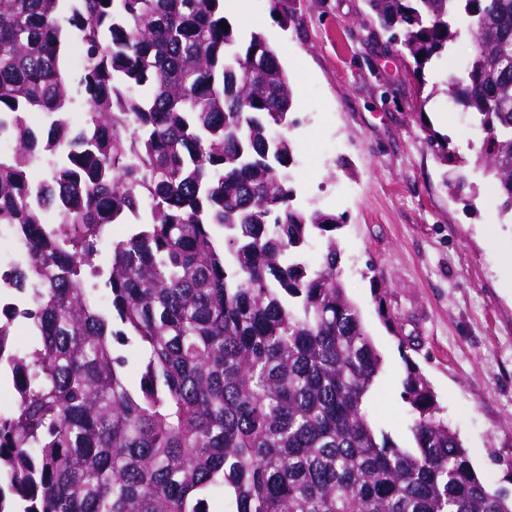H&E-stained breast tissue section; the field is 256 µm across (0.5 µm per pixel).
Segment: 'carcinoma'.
Listing matches in <instances>:
<instances>
[{"mask_svg": "<svg viewBox=\"0 0 512 512\" xmlns=\"http://www.w3.org/2000/svg\"><path fill=\"white\" fill-rule=\"evenodd\" d=\"M366 2L419 68L464 23L475 50L447 94L512 214V0ZM292 108L276 51L242 44L224 0H0V133L16 142L0 224L31 241L12 280L24 351L0 318L18 400L0 416V512H512L420 373L405 382L413 445L372 426L382 358L336 241L316 270L301 257L336 216L293 205V145L275 133ZM142 217L112 244L109 316L86 270L105 225ZM119 336L139 351L134 384Z\"/></svg>", "mask_w": 512, "mask_h": 512, "instance_id": "carcinoma-1", "label": "carcinoma"}]
</instances>
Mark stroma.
Returning <instances> with one entry per match:
<instances>
[{
    "label": "stroma",
    "instance_id": "obj_1",
    "mask_svg": "<svg viewBox=\"0 0 512 512\" xmlns=\"http://www.w3.org/2000/svg\"><path fill=\"white\" fill-rule=\"evenodd\" d=\"M292 7L287 26L271 0H242L226 16L242 41L261 34L288 72L294 204L338 219L340 278L383 360L376 430L411 445L403 383L415 366L476 471L512 492V218L475 162L480 134L443 90L472 39L461 34L450 57L419 71L365 22L366 0ZM430 134L447 138L449 161L428 146ZM460 171L476 188L468 206L447 186Z\"/></svg>",
    "mask_w": 512,
    "mask_h": 512
}]
</instances>
